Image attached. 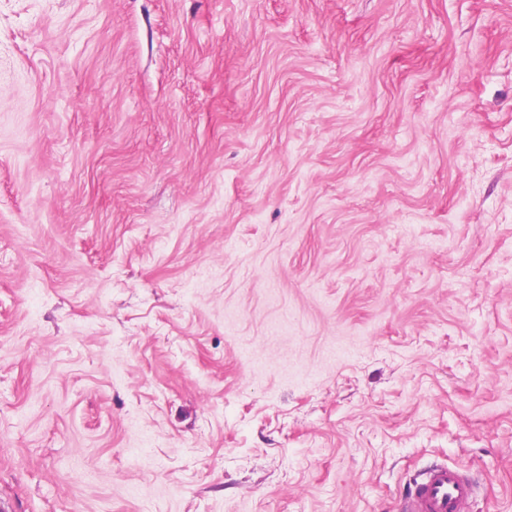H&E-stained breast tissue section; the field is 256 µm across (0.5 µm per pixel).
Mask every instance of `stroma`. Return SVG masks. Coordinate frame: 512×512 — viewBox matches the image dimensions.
Returning a JSON list of instances; mask_svg holds the SVG:
<instances>
[{
  "label": "stroma",
  "mask_w": 512,
  "mask_h": 512,
  "mask_svg": "<svg viewBox=\"0 0 512 512\" xmlns=\"http://www.w3.org/2000/svg\"><path fill=\"white\" fill-rule=\"evenodd\" d=\"M512 512V0H0V501ZM475 488L460 468L435 464L417 474L399 512H470Z\"/></svg>",
  "instance_id": "35a3bbf8"
}]
</instances>
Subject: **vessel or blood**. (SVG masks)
<instances>
[{
  "mask_svg": "<svg viewBox=\"0 0 512 512\" xmlns=\"http://www.w3.org/2000/svg\"><path fill=\"white\" fill-rule=\"evenodd\" d=\"M475 488L456 467L435 464L417 474L398 512H472Z\"/></svg>",
  "mask_w": 512,
  "mask_h": 512,
  "instance_id": "vessel-or-blood-1",
  "label": "vessel or blood"
}]
</instances>
